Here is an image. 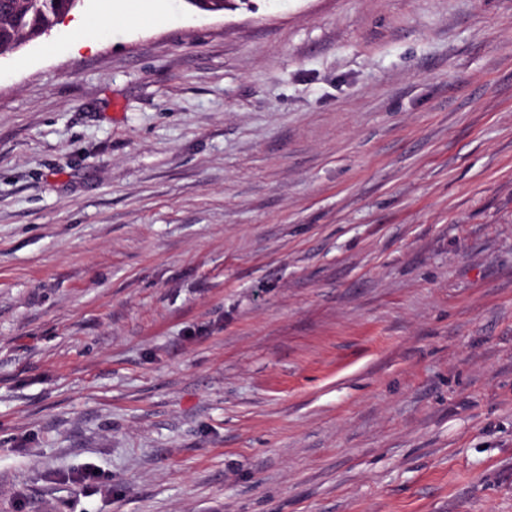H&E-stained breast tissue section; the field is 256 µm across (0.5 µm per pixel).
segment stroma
<instances>
[{
	"label": "stroma",
	"mask_w": 512,
	"mask_h": 512,
	"mask_svg": "<svg viewBox=\"0 0 512 512\" xmlns=\"http://www.w3.org/2000/svg\"><path fill=\"white\" fill-rule=\"evenodd\" d=\"M0 55V512H512V0H144ZM116 18L126 25L137 21L136 17L129 12L126 2H124L119 11H116L112 0H105L101 4V10L95 22L91 23L86 20L72 22L71 28L74 33V50L78 51L80 48L92 47L97 36L103 30L99 25L110 24L111 22L114 23Z\"/></svg>",
	"instance_id": "1"
}]
</instances>
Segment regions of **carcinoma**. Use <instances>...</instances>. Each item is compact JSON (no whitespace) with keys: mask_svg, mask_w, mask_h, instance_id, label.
Returning <instances> with one entry per match:
<instances>
[{"mask_svg":"<svg viewBox=\"0 0 512 512\" xmlns=\"http://www.w3.org/2000/svg\"><path fill=\"white\" fill-rule=\"evenodd\" d=\"M83 0H0V49L7 51L36 40L54 28L59 13Z\"/></svg>","mask_w":512,"mask_h":512,"instance_id":"obj_1","label":"carcinoma"}]
</instances>
